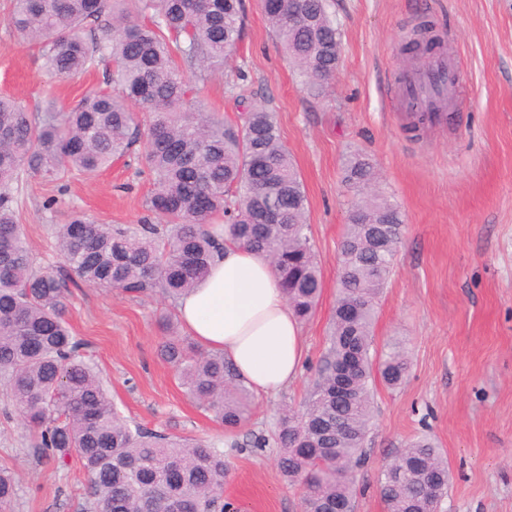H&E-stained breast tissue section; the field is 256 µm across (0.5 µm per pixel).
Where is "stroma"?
Returning <instances> with one entry per match:
<instances>
[{
  "instance_id": "obj_1",
  "label": "stroma",
  "mask_w": 512,
  "mask_h": 512,
  "mask_svg": "<svg viewBox=\"0 0 512 512\" xmlns=\"http://www.w3.org/2000/svg\"><path fill=\"white\" fill-rule=\"evenodd\" d=\"M242 43L223 71L199 82V100L230 125L244 105L275 112L308 199L311 243L324 288L301 325L306 362L296 383L256 396L236 434H268L283 404H300L320 359L336 300L337 251L349 195L347 156L369 157L381 190L404 218L401 243L373 326V347L406 340L410 370L398 389L377 387L355 512H386L382 466L406 443L430 434L448 458L441 512H512V0H331L341 30L338 68L324 92L308 93L255 0H244ZM0 0V95L29 111L66 106L102 74L48 77L41 47L19 41ZM434 19L458 70L462 111L412 132L400 106L409 71L405 42L420 16ZM152 188L118 161L52 181L24 172L13 188L18 218L38 265L62 270L56 225L74 212L101 224L145 216ZM171 300L73 286L68 320L89 363L130 422L176 437L225 442L224 429L187 395L157 355L158 325ZM274 446L229 451L224 499L237 512H300L299 492L278 468ZM0 466L20 477L12 512H86L87 477L78 459L59 467L38 456L30 431L0 396Z\"/></svg>"
}]
</instances>
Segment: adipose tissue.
I'll return each mask as SVG.
<instances>
[{
    "mask_svg": "<svg viewBox=\"0 0 512 512\" xmlns=\"http://www.w3.org/2000/svg\"><path fill=\"white\" fill-rule=\"evenodd\" d=\"M176 314L186 334L223 352L255 393L277 394L302 371L301 324L271 265L248 248L224 245L209 277L178 299Z\"/></svg>",
    "mask_w": 512,
    "mask_h": 512,
    "instance_id": "obj_1",
    "label": "adipose tissue"
}]
</instances>
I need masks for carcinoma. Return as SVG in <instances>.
I'll return each instance as SVG.
<instances>
[{"label":"carcinoma","mask_w":512,"mask_h":512,"mask_svg":"<svg viewBox=\"0 0 512 512\" xmlns=\"http://www.w3.org/2000/svg\"><path fill=\"white\" fill-rule=\"evenodd\" d=\"M13 0L8 25L41 44L44 69L68 77L102 65L105 87L64 112L32 113L0 97V387L37 434L38 447L64 464L75 455L89 478L90 512H226L224 451L131 426L85 361V344L66 320L68 283L176 300L209 273L227 240L272 263L299 321L319 304L323 279L307 222L308 200L275 114L253 106L241 125L199 105L195 84L224 68L242 40V0ZM267 23L313 95L336 72L341 32L329 0H258ZM148 112L141 124L132 106ZM154 191L159 218L136 226L80 215L56 225L68 280L38 267L19 224L12 185L31 171L58 180L93 173L135 153ZM370 159L351 156L344 182L357 200L339 247L336 306L325 349L300 407L282 409L272 434L278 467L301 492V512H354L356 469L372 419L374 381L394 388L409 360L395 341L377 352L372 327L398 252L402 215L371 190ZM160 357L189 396L233 432L251 416L254 395L224 359L178 335L164 312ZM341 417V425L334 424ZM448 459L435 442L413 439L378 477L386 512H429L424 485L448 491ZM15 473L0 467V512H10Z\"/></svg>","instance_id":"1"}]
</instances>
